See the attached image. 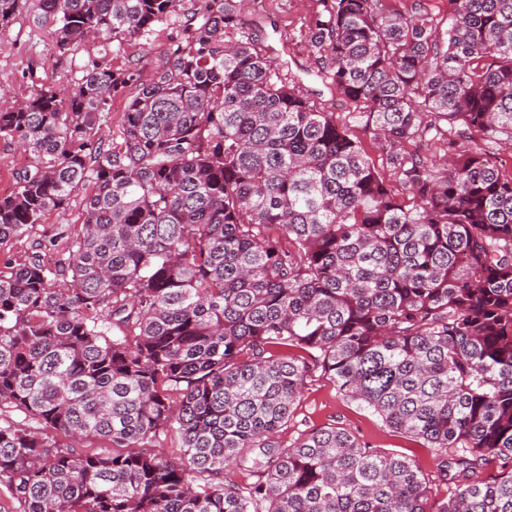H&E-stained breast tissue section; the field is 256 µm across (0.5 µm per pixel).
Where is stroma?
<instances>
[{
  "instance_id": "1",
  "label": "stroma",
  "mask_w": 512,
  "mask_h": 512,
  "mask_svg": "<svg viewBox=\"0 0 512 512\" xmlns=\"http://www.w3.org/2000/svg\"><path fill=\"white\" fill-rule=\"evenodd\" d=\"M319 8L317 0H246L242 17L247 31L259 36L279 74L304 89L317 108L335 113L344 120L350 106L340 99L331 86L317 77V67L306 48V35ZM195 9V0H183L181 15L158 26L139 43L123 44L114 54L118 66L137 64L150 66L163 60L167 49L177 39L180 24ZM50 22H37L31 9H23L13 23L0 28V87H8L18 97L26 96L35 87L34 77L57 78L69 74L73 64H84L87 51H78L75 58H60L49 34ZM83 222L82 196L74 194L64 209L50 212L43 224L35 226L30 236L9 242L6 253L16 262H24L41 243L56 240L54 250L42 252L51 262L67 246L58 236L60 228L77 234ZM336 424L348 429L370 448L403 455L416 460L426 473L433 493L448 496L452 485L438 478L433 449L423 441L397 432L369 410L342 397L334 384L313 371L303 389L288 427L282 429V441L293 442L305 430Z\"/></svg>"
}]
</instances>
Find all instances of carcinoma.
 <instances>
[{
  "label": "carcinoma",
  "instance_id": "cac0c4a2",
  "mask_svg": "<svg viewBox=\"0 0 512 512\" xmlns=\"http://www.w3.org/2000/svg\"><path fill=\"white\" fill-rule=\"evenodd\" d=\"M27 2L0 0V26ZM182 2L35 4L59 55H97L0 104V140L33 157L0 196V247L85 191L54 265L0 264V413L23 417L0 424V484L23 512H512V174L487 151L512 141V0H451L445 29L319 0L315 63L406 199L276 78L242 0H198L149 72L112 63ZM316 368L434 449L451 494L335 424L281 441Z\"/></svg>",
  "mask_w": 512,
  "mask_h": 512
}]
</instances>
